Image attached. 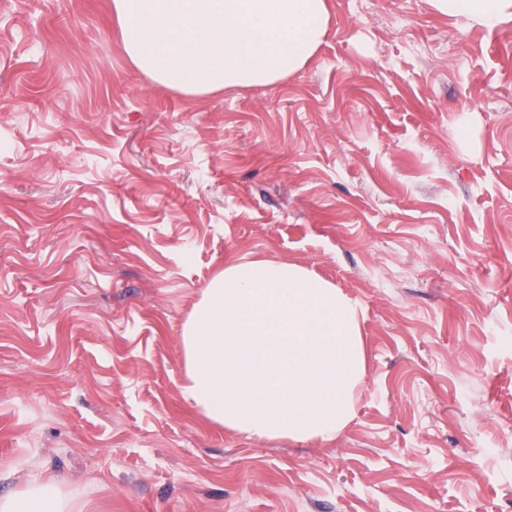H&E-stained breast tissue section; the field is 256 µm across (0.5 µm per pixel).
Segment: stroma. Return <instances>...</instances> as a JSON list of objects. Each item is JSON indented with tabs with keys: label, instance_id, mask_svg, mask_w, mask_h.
I'll use <instances>...</instances> for the list:
<instances>
[{
	"label": "stroma",
	"instance_id": "35a3bbf8",
	"mask_svg": "<svg viewBox=\"0 0 512 512\" xmlns=\"http://www.w3.org/2000/svg\"><path fill=\"white\" fill-rule=\"evenodd\" d=\"M307 65L187 94L111 0H0V495L70 512H512V19L328 0ZM288 262L357 307L331 440L184 397L224 267ZM1 512H64L51 483H35L16 496H0Z\"/></svg>",
	"mask_w": 512,
	"mask_h": 512
}]
</instances>
